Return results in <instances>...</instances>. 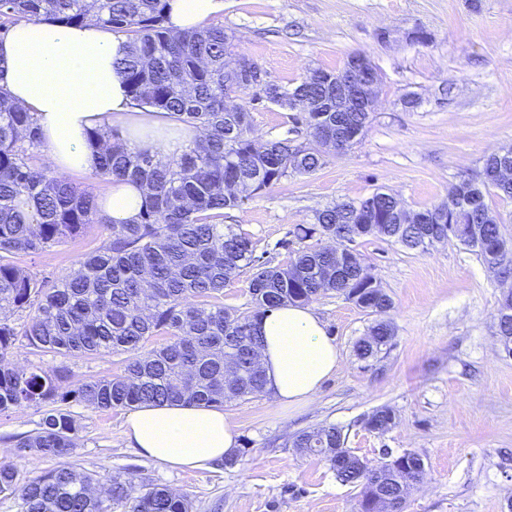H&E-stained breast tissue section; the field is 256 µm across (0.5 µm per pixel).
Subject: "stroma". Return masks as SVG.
Segmentation results:
<instances>
[{"instance_id": "obj_1", "label": "stroma", "mask_w": 512, "mask_h": 512, "mask_svg": "<svg viewBox=\"0 0 512 512\" xmlns=\"http://www.w3.org/2000/svg\"><path fill=\"white\" fill-rule=\"evenodd\" d=\"M211 22L283 86L313 69H341L355 52L381 76L377 110L358 144L225 211V223L249 233L273 263L286 260L293 226L331 202L381 189L407 209L429 208L452 185L479 178L487 155L512 148V0H224ZM418 31L426 42L415 40ZM252 128L297 145L310 138L273 106L253 109ZM103 236L91 225L25 263L56 278ZM354 247L392 299L390 346L357 359L354 344L374 315L335 293L311 302L341 361L312 402L265 393L225 404L242 453L234 467L151 461L123 436L126 410L81 406L71 462L104 480L167 486L188 496L194 512H354V490L319 457L291 446L300 432L333 425L369 463L386 450L423 458L425 476L411 486L405 512H512V358L495 336L501 286L494 272L453 239L425 251L373 237ZM380 407L394 412L396 424L369 432L363 420ZM40 418L32 408L0 416V459L17 458V439Z\"/></svg>"}]
</instances>
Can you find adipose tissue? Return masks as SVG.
I'll return each mask as SVG.
<instances>
[{"instance_id": "obj_1", "label": "adipose tissue", "mask_w": 512, "mask_h": 512, "mask_svg": "<svg viewBox=\"0 0 512 512\" xmlns=\"http://www.w3.org/2000/svg\"><path fill=\"white\" fill-rule=\"evenodd\" d=\"M224 9V0H168L171 26L190 29ZM127 38L96 21L78 26L22 21L0 37V87L36 118L49 164L63 175L93 171L98 150L91 129L121 125L131 146L172 153L198 139V130L163 136L169 120L133 104L115 66ZM145 204L139 185L116 182L101 205L117 224ZM267 389L291 403L311 401L337 368L340 352L308 307L286 305L256 321ZM124 435L144 457L176 468H204L234 455L235 434L222 409L203 405H142L126 419Z\"/></svg>"}]
</instances>
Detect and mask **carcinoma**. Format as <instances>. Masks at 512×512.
<instances>
[{"instance_id": "1", "label": "carcinoma", "mask_w": 512, "mask_h": 512, "mask_svg": "<svg viewBox=\"0 0 512 512\" xmlns=\"http://www.w3.org/2000/svg\"><path fill=\"white\" fill-rule=\"evenodd\" d=\"M168 0H0V35L19 20L51 19L78 25L98 21L123 32L129 53L118 62L136 105L160 112L200 130L202 138L178 153L134 151L122 135L107 128L89 139L101 148L96 177L128 181L145 188L148 200L138 217L115 224L95 196L42 162L45 148L33 114L0 90V415L35 407L38 427L17 440L18 459L0 462V496L21 501V512H111L123 504L128 512H193L185 495L130 480L100 482L70 462L44 474L21 476L27 453L64 458L80 429L72 408L123 409L143 403H182L222 407L266 392L263 368L255 356L261 339L259 315L287 303L305 305L329 288L379 319L355 344L361 360L375 357L394 335L383 316L392 300L381 288H364L370 275L363 254L352 250L350 266L336 278L334 258L317 243L321 236L354 243L375 236L409 250H426L417 224H393L399 201L375 191L352 201L336 202L300 225L294 237L303 246L287 261L270 265L256 253L250 234L224 224V210L261 195L290 173L311 174L324 164L325 152L314 144L299 154L286 138L257 137L249 105L288 109L299 91L322 101L314 112L293 116L311 137L336 120L367 119L364 112L336 111V87L314 84L306 76L286 87L270 83L258 97L243 80L225 77L229 37L224 26L191 30L167 26ZM300 158H295V155ZM512 198V184L480 185L463 180L448 195L464 203V229L490 244L506 242L501 220L489 210V189ZM91 224L107 236L78 261V268L53 283L37 277L24 258L81 235ZM499 282L512 283V254L492 259ZM249 274L253 308L224 307V288ZM34 356L130 355L123 373L71 384L74 371L65 362L46 369L17 364L20 351ZM237 379L224 386V371ZM395 420L381 407L368 415L364 428ZM346 435L336 426L298 434L293 447L324 459L341 482L357 490V512H382L386 495L399 492L404 471L423 473L424 460L412 451L383 450L385 482L370 477L376 465L347 457Z\"/></svg>"}]
</instances>
